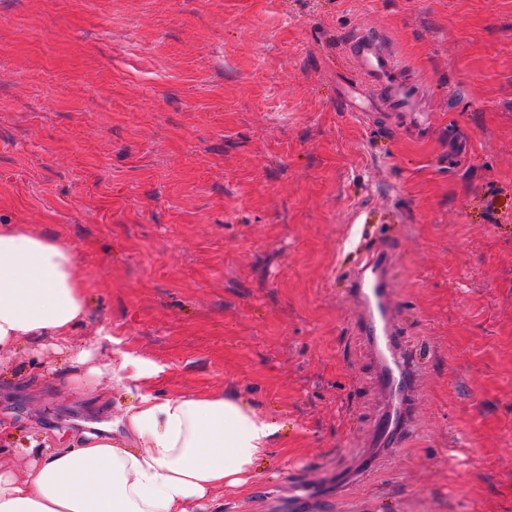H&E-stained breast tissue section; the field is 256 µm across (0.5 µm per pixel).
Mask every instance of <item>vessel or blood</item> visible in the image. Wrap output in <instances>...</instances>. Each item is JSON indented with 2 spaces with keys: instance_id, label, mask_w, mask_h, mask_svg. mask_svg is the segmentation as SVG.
Masks as SVG:
<instances>
[{
  "instance_id": "1",
  "label": "vessel or blood",
  "mask_w": 512,
  "mask_h": 512,
  "mask_svg": "<svg viewBox=\"0 0 512 512\" xmlns=\"http://www.w3.org/2000/svg\"><path fill=\"white\" fill-rule=\"evenodd\" d=\"M353 81L368 103L385 107L395 118L407 119L419 111L420 88L399 65L392 47L376 32L364 29L347 42ZM394 254L386 247L366 251L348 276V291L355 302L357 328L382 359L376 390L384 402L372 427L371 438L398 450L412 427L409 398L417 378L415 357L399 341V302L393 291Z\"/></svg>"
}]
</instances>
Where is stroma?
Instances as JSON below:
<instances>
[{"label":"stroma","mask_w":512,"mask_h":512,"mask_svg":"<svg viewBox=\"0 0 512 512\" xmlns=\"http://www.w3.org/2000/svg\"><path fill=\"white\" fill-rule=\"evenodd\" d=\"M384 33L422 130L368 105L345 41ZM0 224L72 243L89 316L0 359V457L154 393L222 391L279 431L224 512H512V0H0ZM395 238L425 367L400 454L370 446L376 366L345 277ZM350 472L336 496V472Z\"/></svg>","instance_id":"35a3bbf8"}]
</instances>
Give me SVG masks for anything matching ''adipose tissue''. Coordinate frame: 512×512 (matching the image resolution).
<instances>
[{
	"label": "adipose tissue",
	"mask_w": 512,
	"mask_h": 512,
	"mask_svg": "<svg viewBox=\"0 0 512 512\" xmlns=\"http://www.w3.org/2000/svg\"><path fill=\"white\" fill-rule=\"evenodd\" d=\"M87 316L69 243L0 224V353L51 338L85 363L90 351L72 336ZM117 370L143 387L125 417L96 425L72 448L32 440L37 456L22 474L0 464V512H187L215 492L247 489L277 425L220 392L154 395L148 386L162 366L128 351Z\"/></svg>",
	"instance_id": "adipose-tissue-1"
}]
</instances>
